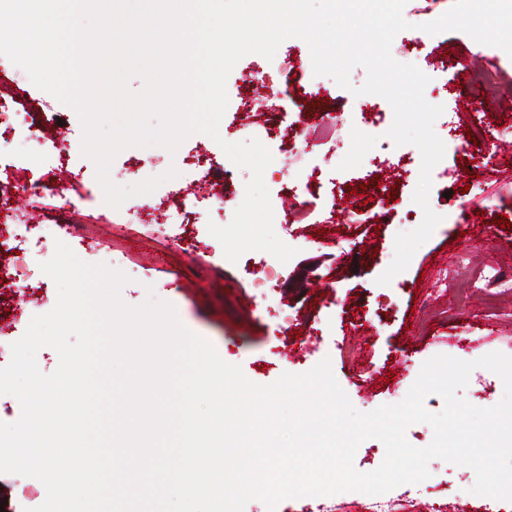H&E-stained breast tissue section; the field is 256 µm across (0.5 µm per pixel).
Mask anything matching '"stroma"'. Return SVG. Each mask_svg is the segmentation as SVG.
I'll use <instances>...</instances> for the list:
<instances>
[{
	"mask_svg": "<svg viewBox=\"0 0 512 512\" xmlns=\"http://www.w3.org/2000/svg\"><path fill=\"white\" fill-rule=\"evenodd\" d=\"M453 3L433 0L423 14L408 0L403 17L410 27L391 46L395 60L416 64L428 76L426 101L443 106L452 118L434 129L440 138L456 139L462 149L432 171L429 203L441 223L389 285L376 279L391 264L395 237L405 227L396 214L382 215L381 188H394L393 202L412 207L421 159H402L383 147L377 132L381 122H392L393 110L380 96L354 95L366 81L365 68H353L350 88H342L330 77L315 75L310 49L299 38L284 40L275 59L250 54L235 65L227 80L220 141L278 135L281 97L288 92L307 96L304 136L317 144L314 158L274 156L263 176L269 193L312 174L334 182L341 207L360 216L379 214L378 224H341L326 211L315 221L287 217L278 207L274 231L296 248V255L280 263L268 252L250 251L237 262L227 261L208 231L209 222L218 218L210 181L219 178L226 156L220 141L195 134L173 154L160 146L129 147L113 161V170H125L126 186L177 168V177L160 184L150 199L157 215L183 214L182 239L149 231L136 216L140 197L116 209L105 204L95 171L80 152L82 127L75 111L11 65L0 72V104L10 108L24 101L32 111L53 114L54 123L43 132L61 143L65 160L47 159L36 142L16 130L0 133L9 142L0 154V225L11 221L17 183L42 179L45 206L68 199L77 206L76 232L66 240L75 254L129 276L121 290L126 304L139 305L154 292L251 382L267 386L283 374L306 373L327 358L355 410L367 413L400 402L432 356L474 361L512 341V294L485 299L473 294L468 279L484 266L512 269V228L499 225L503 217L512 218V164L489 160L499 144L512 141V56L461 31L433 36L420 31V24L440 17ZM461 55L497 74V85L485 89L459 76L443 82L441 63ZM317 88L322 91L318 97L313 94ZM472 129L479 132L473 141L468 138ZM361 185L366 193L359 196L354 189ZM185 241L192 251L182 249ZM53 253L50 245L29 251L28 278L0 288V367L9 363L10 346L31 318L56 303V286L40 269ZM452 256L468 260L467 276L453 275L446 288L431 291ZM305 272L311 275L309 286L293 288ZM271 307L279 308L281 317H269ZM429 471L423 482L430 490L427 512H457L461 504L468 512H485L486 497L470 492L471 468L434 459ZM45 498L38 479L0 474V502L9 512H31Z\"/></svg>",
	"mask_w": 512,
	"mask_h": 512,
	"instance_id": "obj_1",
	"label": "stroma"
}]
</instances>
